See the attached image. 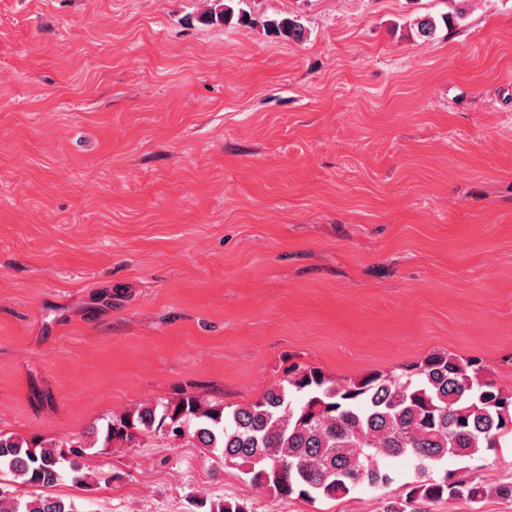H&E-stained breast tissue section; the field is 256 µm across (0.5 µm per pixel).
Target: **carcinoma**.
Returning a JSON list of instances; mask_svg holds the SVG:
<instances>
[{
    "mask_svg": "<svg viewBox=\"0 0 512 512\" xmlns=\"http://www.w3.org/2000/svg\"><path fill=\"white\" fill-rule=\"evenodd\" d=\"M233 2L210 8L202 20L225 25L235 16L244 19ZM270 26L293 41L304 34L295 18L276 19ZM487 372L479 360L447 351L346 383L309 368L250 404L226 406L182 393L141 405L107 421L100 447H130L148 433L189 438L266 493L310 500L341 499L361 484L382 489L393 482L391 461L411 456L418 481L410 502L444 497L477 502L491 493L512 498V484L488 487L462 470L432 475L439 462L477 457L494 447L498 436L512 442V390L487 379ZM87 450L79 441L66 453L37 436L0 433V474L33 489L28 499L0 501V512H77L44 490L67 477L88 488L103 480L82 462ZM196 506L198 512H249L245 502L231 498H202Z\"/></svg>",
    "mask_w": 512,
    "mask_h": 512,
    "instance_id": "cac0c4a2",
    "label": "carcinoma"
}]
</instances>
